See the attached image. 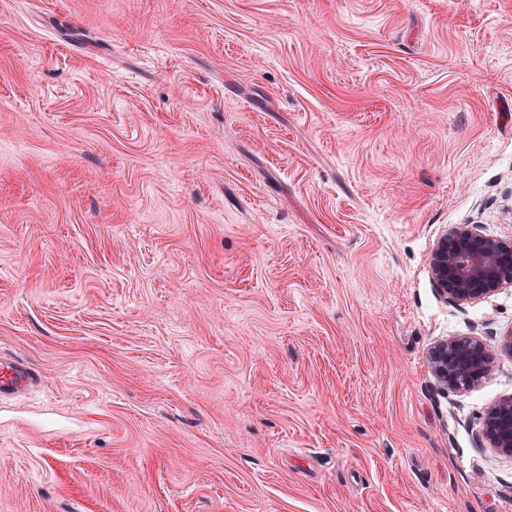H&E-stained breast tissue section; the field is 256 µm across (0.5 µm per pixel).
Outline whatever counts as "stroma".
<instances>
[{
  "mask_svg": "<svg viewBox=\"0 0 512 512\" xmlns=\"http://www.w3.org/2000/svg\"><path fill=\"white\" fill-rule=\"evenodd\" d=\"M455 224L512 239V0H0V512H512ZM493 359L492 350L472 337L447 339L429 353L436 381L446 390L478 385L492 372ZM3 366L0 376V395L12 393L19 389L21 384L30 383L34 375L27 368L18 365Z\"/></svg>",
  "mask_w": 512,
  "mask_h": 512,
  "instance_id": "stroma-1",
  "label": "stroma"
}]
</instances>
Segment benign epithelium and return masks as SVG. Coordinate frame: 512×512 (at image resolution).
Segmentation results:
<instances>
[{"label": "benign epithelium", "instance_id": "benign-epithelium-1", "mask_svg": "<svg viewBox=\"0 0 512 512\" xmlns=\"http://www.w3.org/2000/svg\"><path fill=\"white\" fill-rule=\"evenodd\" d=\"M432 281L458 306L512 285V240L486 237L472 224H457L438 238L429 255ZM429 361L446 390L478 385L493 370L492 350L481 340L450 338L434 347ZM482 435L497 453L512 457V395L495 401L483 419Z\"/></svg>", "mask_w": 512, "mask_h": 512}]
</instances>
